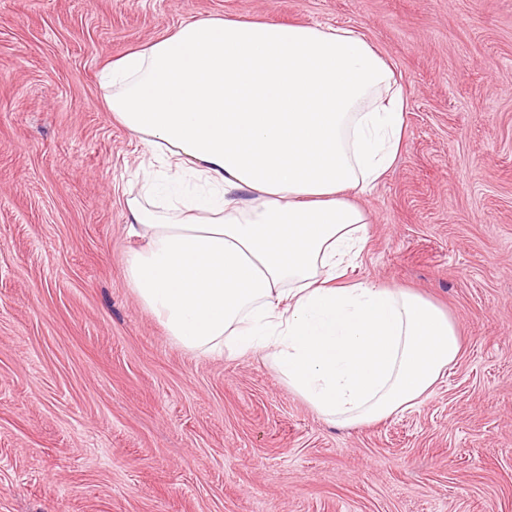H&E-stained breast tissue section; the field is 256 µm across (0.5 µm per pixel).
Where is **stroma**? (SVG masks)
<instances>
[{
  "instance_id": "35a3bbf8",
  "label": "stroma",
  "mask_w": 512,
  "mask_h": 512,
  "mask_svg": "<svg viewBox=\"0 0 512 512\" xmlns=\"http://www.w3.org/2000/svg\"><path fill=\"white\" fill-rule=\"evenodd\" d=\"M208 16L352 28L393 66L403 141L343 281L455 322L416 406L331 424L133 292L125 201L162 167L99 73ZM0 512H512V0H0Z\"/></svg>"
}]
</instances>
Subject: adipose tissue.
Here are the masks:
<instances>
[{
    "label": "adipose tissue",
    "mask_w": 512,
    "mask_h": 512,
    "mask_svg": "<svg viewBox=\"0 0 512 512\" xmlns=\"http://www.w3.org/2000/svg\"><path fill=\"white\" fill-rule=\"evenodd\" d=\"M111 112L176 174L127 201L125 274L186 350L270 351L328 421L417 405L460 351L404 288L339 284L367 241L359 198L393 167L406 98L349 28L201 17L103 69Z\"/></svg>",
    "instance_id": "ef3b65f1"
}]
</instances>
